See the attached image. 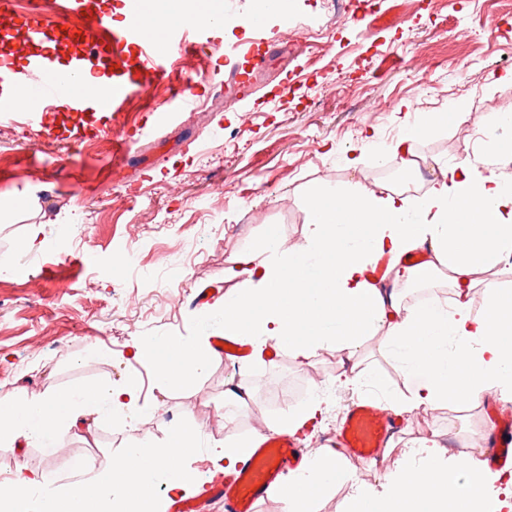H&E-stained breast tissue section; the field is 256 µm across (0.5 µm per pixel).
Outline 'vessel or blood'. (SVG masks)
I'll return each instance as SVG.
<instances>
[{
    "label": "vessel or blood",
    "mask_w": 512,
    "mask_h": 512,
    "mask_svg": "<svg viewBox=\"0 0 512 512\" xmlns=\"http://www.w3.org/2000/svg\"><path fill=\"white\" fill-rule=\"evenodd\" d=\"M86 56L80 57L75 67V76H83L89 69L90 58L103 50H111L115 64H122V53L131 45L138 46L139 73L135 76L115 71L112 87L108 91L113 101L126 99L133 89L147 87L151 80L165 72L169 53L176 47V40L162 43L154 41L146 28L134 23L116 30L100 14L87 15L84 20ZM37 73L42 81H33L31 73L9 71L0 74V118H6L18 109L12 91L14 85L29 86L31 94L26 108L33 121L43 122L50 102L64 98L63 86L52 77L48 62L38 65ZM395 416L389 415L373 399H363L352 406L336 435L339 447L354 458L366 459L374 455L377 448L386 446L397 429ZM493 451L489 456L494 467L504 466L512 458V427L506 426L491 432ZM306 462L295 435L267 433L248 449L235 472L220 475L210 481L207 493L224 503V512H255L257 503L268 496L270 490L283 485L284 477L300 471Z\"/></svg>",
    "instance_id": "obj_1"
}]
</instances>
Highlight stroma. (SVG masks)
<instances>
[{
  "label": "stroma",
  "mask_w": 512,
  "mask_h": 512,
  "mask_svg": "<svg viewBox=\"0 0 512 512\" xmlns=\"http://www.w3.org/2000/svg\"><path fill=\"white\" fill-rule=\"evenodd\" d=\"M29 3L0 8V61L17 71L42 55L21 27ZM254 6L236 0L218 27L175 51L167 74L119 110L74 111L61 103L41 126L20 116L0 122V256L12 258L0 267V392L45 394L134 378L145 410L135 428L99 423L91 443L64 435L59 454L0 441V474L25 467L64 479L68 457L102 466L132 442L162 441L189 422L201 433L191 465L202 484L188 498L197 512H224L202 489L219 472L213 448L229 435H263L264 422L316 397L321 377L333 383L324 412L297 437L308 457L334 447L359 395L342 378L335 349L305 360L284 351L248 368L228 355L196 387L161 389L136 344L146 336L193 342L223 335L209 317L224 302L223 288L241 284L227 276L234 259L270 224L287 246H300L304 200L323 181L380 190L402 176L421 192L433 169L463 160L490 169L475 146L492 131L499 103L512 100V0H285L282 12L265 17V43L245 24ZM459 26L472 29L471 42L456 41ZM232 45L248 55L227 57ZM416 52L433 62L421 77L408 68ZM237 69L255 70L253 89L228 85ZM182 90L193 107L158 120ZM404 102L410 111H399ZM459 102L472 136L458 141L451 125L411 142L420 167L405 169L393 152L402 128ZM123 136L130 152L117 163L112 144ZM355 155L362 162L353 168ZM33 224L40 244L27 253L21 244ZM130 249L136 266L118 270ZM210 285L219 293L193 306ZM364 351L387 391H407L383 335L370 337ZM240 382L253 398L225 415L224 392ZM503 416L512 417V400L494 393L472 405L405 412L388 441L390 455L350 460L353 483H380L398 465L400 449L424 438L453 452L488 453V432Z\"/></svg>",
  "instance_id": "stroma-1"
}]
</instances>
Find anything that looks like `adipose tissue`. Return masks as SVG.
I'll use <instances>...</instances> for the list:
<instances>
[{
	"label": "adipose tissue",
	"instance_id": "ef3b65f1",
	"mask_svg": "<svg viewBox=\"0 0 512 512\" xmlns=\"http://www.w3.org/2000/svg\"><path fill=\"white\" fill-rule=\"evenodd\" d=\"M147 25L210 20L211 9L187 10L183 0H149ZM304 243L285 248L269 226L258 251L240 254L230 273L241 288L225 294L218 317L226 338L262 354L269 342L295 358L333 347L344 355L345 380L362 384V397L401 413L421 406H456L489 391L512 397V289L497 280L512 258V179L475 172L468 161L445 169L429 190L353 191L331 182L310 193ZM389 258L391 287L366 272ZM446 280L452 299L436 295L405 303L399 285L425 288ZM384 333L387 352L398 360L407 396L377 395L378 375L363 370L359 352L366 337ZM158 386L193 384L214 360L204 344L154 337L136 345ZM140 388L90 383L74 390L20 396L0 393V439H24L58 451L62 427L91 435L108 419L138 422ZM200 435L184 424L163 445L137 441L105 471L88 464L59 485L49 471L18 469L0 485V512H165L153 492L163 483L179 495L194 485L181 464L195 454ZM404 466L386 473L381 486L357 485L347 512H512V472L483 469L472 453H448L437 443L405 450ZM347 459L331 449L275 492L288 512H312L328 490L351 481Z\"/></svg>",
	"mask_w": 512,
	"mask_h": 512
}]
</instances>
